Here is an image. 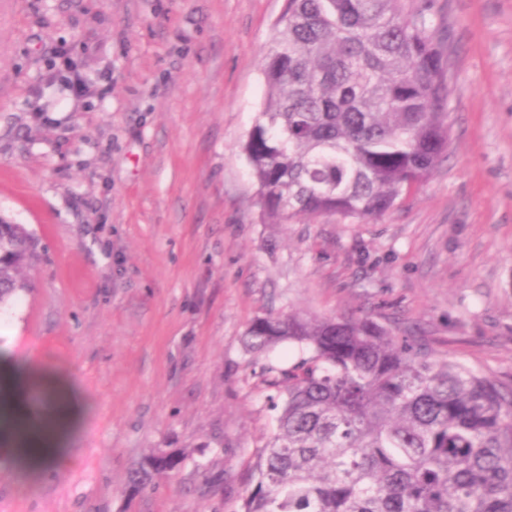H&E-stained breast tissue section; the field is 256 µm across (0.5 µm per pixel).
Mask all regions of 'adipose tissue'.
<instances>
[{"mask_svg": "<svg viewBox=\"0 0 512 512\" xmlns=\"http://www.w3.org/2000/svg\"><path fill=\"white\" fill-rule=\"evenodd\" d=\"M32 384L37 385L53 403L61 407V416L38 424L32 423L25 416L20 392ZM4 395L13 405L11 425L17 437L22 438L33 433L41 437L35 448L21 455V463L28 467H40L50 462H64L68 457V438L80 422L85 406L82 394L74 387L70 378L64 373L43 369L27 375H14L9 379Z\"/></svg>", "mask_w": 512, "mask_h": 512, "instance_id": "ef3b65f1", "label": "adipose tissue"}]
</instances>
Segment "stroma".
I'll return each instance as SVG.
<instances>
[{
    "instance_id": "1",
    "label": "stroma",
    "mask_w": 512,
    "mask_h": 512,
    "mask_svg": "<svg viewBox=\"0 0 512 512\" xmlns=\"http://www.w3.org/2000/svg\"><path fill=\"white\" fill-rule=\"evenodd\" d=\"M284 0H0V215L40 259L0 308V363L67 372L68 463L0 439V512H237L303 357L270 313L373 319L512 378V0H434L448 152L382 218L269 223L240 143ZM81 77L82 96L65 81ZM154 450L178 472L133 494Z\"/></svg>"
}]
</instances>
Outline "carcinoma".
<instances>
[{"mask_svg":"<svg viewBox=\"0 0 512 512\" xmlns=\"http://www.w3.org/2000/svg\"><path fill=\"white\" fill-rule=\"evenodd\" d=\"M265 98L241 144L260 205L375 219L448 151V76L431 0H285L261 62ZM38 241L0 219V304L30 288ZM310 351L271 397L240 512H512V380L436 360L365 317L256 319L245 347ZM180 454L130 473L140 493Z\"/></svg>","mask_w":512,"mask_h":512,"instance_id":"cac0c4a2","label":"carcinoma"}]
</instances>
